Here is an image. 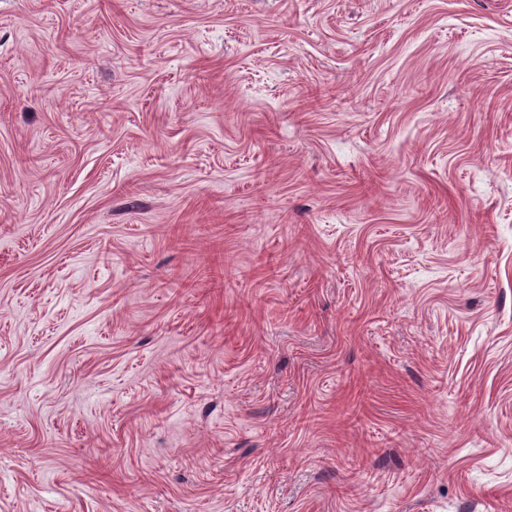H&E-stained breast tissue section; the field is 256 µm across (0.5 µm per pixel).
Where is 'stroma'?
Returning a JSON list of instances; mask_svg holds the SVG:
<instances>
[{"mask_svg": "<svg viewBox=\"0 0 512 512\" xmlns=\"http://www.w3.org/2000/svg\"><path fill=\"white\" fill-rule=\"evenodd\" d=\"M0 512H512V0H0Z\"/></svg>", "mask_w": 512, "mask_h": 512, "instance_id": "stroma-1", "label": "stroma"}]
</instances>
